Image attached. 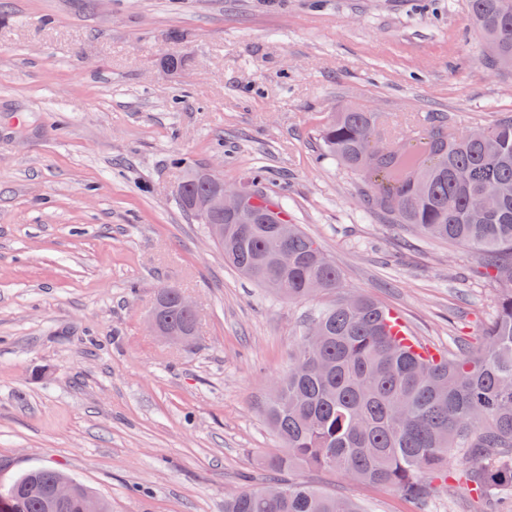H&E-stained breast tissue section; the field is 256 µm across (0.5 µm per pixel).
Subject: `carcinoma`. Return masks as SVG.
<instances>
[{
	"label": "carcinoma",
	"mask_w": 512,
	"mask_h": 512,
	"mask_svg": "<svg viewBox=\"0 0 512 512\" xmlns=\"http://www.w3.org/2000/svg\"><path fill=\"white\" fill-rule=\"evenodd\" d=\"M484 62L512 75V0H468ZM380 114L358 106L331 113L318 130L320 157L360 181L359 195L385 224L473 251L479 276L499 285L496 316L479 343L460 353L421 357L393 336L388 309L366 296H341L314 310L294 336L288 371L274 379L265 416L281 448L266 461L275 473L300 468L392 487L422 502L429 479L448 473L456 450L472 458L466 481L491 503L512 493V113L472 136L437 113L410 138L378 152L365 138ZM189 197L210 190L202 172L185 176ZM251 223L224 215V261L250 281L300 302L336 292L341 273L309 236L288 239L284 206L247 190ZM288 252V263L280 260ZM181 289H159L158 322L194 341L197 319L178 303ZM64 475L36 468L0 492L19 512H47L42 492ZM267 499L245 487L224 512H364L347 497L278 479Z\"/></svg>",
	"instance_id": "cac0c4a2"
}]
</instances>
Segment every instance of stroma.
Masks as SVG:
<instances>
[{"mask_svg":"<svg viewBox=\"0 0 512 512\" xmlns=\"http://www.w3.org/2000/svg\"><path fill=\"white\" fill-rule=\"evenodd\" d=\"M351 103L394 137L432 112L464 131L512 112V78L484 64L466 0H0V489L48 466L112 512H224L266 483L267 385L312 304L225 264L178 203L190 166L262 175L340 294L434 352L479 341L498 289L471 251L380 222L319 158L324 116ZM164 286L197 307L192 345L147 327ZM466 467L453 458L423 505L294 477L365 512H478Z\"/></svg>","mask_w":512,"mask_h":512,"instance_id":"stroma-1","label":"stroma"}]
</instances>
